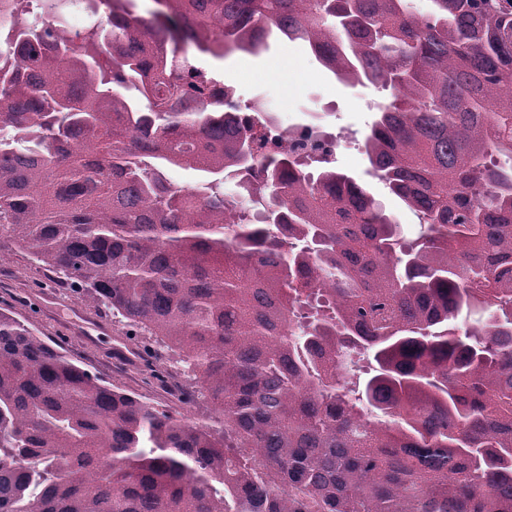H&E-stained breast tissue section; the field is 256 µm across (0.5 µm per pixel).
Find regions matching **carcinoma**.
I'll return each mask as SVG.
<instances>
[{"instance_id":"carcinoma-1","label":"carcinoma","mask_w":512,"mask_h":512,"mask_svg":"<svg viewBox=\"0 0 512 512\" xmlns=\"http://www.w3.org/2000/svg\"><path fill=\"white\" fill-rule=\"evenodd\" d=\"M102 2L77 41L66 0L0 15V231L222 427L0 312V512H512V0ZM273 34L390 90L364 148L415 241L327 142L260 160L208 95L193 51Z\"/></svg>"}]
</instances>
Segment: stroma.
Returning a JSON list of instances; mask_svg holds the SVG:
<instances>
[{"label": "stroma", "mask_w": 512, "mask_h": 512, "mask_svg": "<svg viewBox=\"0 0 512 512\" xmlns=\"http://www.w3.org/2000/svg\"><path fill=\"white\" fill-rule=\"evenodd\" d=\"M197 61L218 81L233 85L242 100L263 95L283 123L309 120L324 112L327 130L341 140L336 165L368 181L375 197L389 209L403 235L415 238L420 226L384 186L366 174L364 138L388 93L371 85H347L325 70L300 45L271 41L260 55L236 52L223 59L198 54ZM8 256L0 263V311L12 312L53 347L65 351L108 384L132 391L178 419L216 424L203 399L184 401L175 387L179 375L153 344L131 334L128 326L93 304L83 292L56 284L50 272L0 239Z\"/></svg>", "instance_id": "35a3bbf8"}]
</instances>
